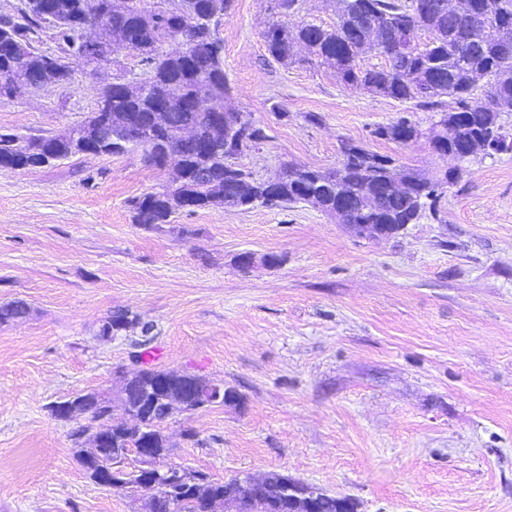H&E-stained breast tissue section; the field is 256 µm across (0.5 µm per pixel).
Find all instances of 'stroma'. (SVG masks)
<instances>
[{
    "label": "stroma",
    "mask_w": 512,
    "mask_h": 512,
    "mask_svg": "<svg viewBox=\"0 0 512 512\" xmlns=\"http://www.w3.org/2000/svg\"><path fill=\"white\" fill-rule=\"evenodd\" d=\"M269 5L235 0L220 27L227 104L267 135L241 165L330 170L351 140L430 174L460 167L458 181L437 214L368 240L303 203L135 223L132 200L172 180L138 149L0 168V304L29 309L0 324V512H150L149 493L92 481L49 412L77 392L112 396L141 340L100 337L123 311L154 327L144 363L240 395L164 423L169 462L218 479L276 472L358 512H512V151L458 164L423 138L373 137L440 115L269 60ZM121 71L141 77L121 52L0 98V134L67 132ZM244 251L260 258L248 270Z\"/></svg>",
    "instance_id": "1"
}]
</instances>
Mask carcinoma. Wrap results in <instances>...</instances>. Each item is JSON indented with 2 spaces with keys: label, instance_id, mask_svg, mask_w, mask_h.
Instances as JSON below:
<instances>
[{
  "label": "carcinoma",
  "instance_id": "obj_1",
  "mask_svg": "<svg viewBox=\"0 0 512 512\" xmlns=\"http://www.w3.org/2000/svg\"><path fill=\"white\" fill-rule=\"evenodd\" d=\"M20 19L0 25V82L12 85L9 97L23 93L31 81L63 84L70 80L73 66L90 64L80 60L84 41L99 44L100 52L115 55L139 49L145 56L140 66L145 78L133 86L110 84L104 87L96 111L111 117L112 133L119 147L109 155L125 153L123 139L136 129L154 132L153 152L143 161L160 166L159 158L167 150L180 153V171L173 184L161 192L146 193L133 201L134 220L138 224H167L183 211L194 212L218 206L288 207L305 202L335 216L338 222L354 219L352 205L364 197L367 188L379 186L389 176L394 157L373 153L361 144L342 142L340 168L322 171L298 168L283 171L271 182L257 179L245 167L225 165V156L241 157L265 139L264 130L247 122L219 139L214 136L216 115L226 112L224 97L229 84L224 72V40L219 28L231 14L234 0H183L186 11L178 16L160 14L153 0H97L100 15H112V24H102L94 35L84 31L87 24L84 0H23ZM299 0H271V10L282 20L270 24L263 33L268 56L284 65L303 63L298 48L336 70L338 80L350 87L411 103L415 107L441 113L440 119L426 130L408 117L379 125L372 136L406 145L428 139L434 151L452 159L467 153L479 137L493 134L495 151L512 150V141L502 127L491 126L500 112L512 111V0H455L458 13L448 15V0H336V22L330 26L310 22L288 23ZM55 18V38L64 45L65 56L44 59L34 47V38L45 23L46 15ZM396 30L413 37L428 35L422 48L402 51L398 42L388 38L374 45L376 31ZM171 40L181 50L165 53L162 46ZM375 47L385 58L381 67L361 63L363 46ZM485 80L486 90L477 97L476 76ZM426 87L421 94L418 88ZM177 92L176 103L166 107L169 91ZM454 100L456 130H448V114L441 111L443 98ZM194 130L195 142L182 143V133ZM90 123L83 122L64 137L50 139L54 155L70 157L82 152ZM40 139L23 141L0 135V168L25 169L29 156L39 148ZM408 188L401 196L379 192L373 197L374 224H415L426 206H434L444 189L455 181L445 170L429 177L402 165ZM27 307L21 301L0 305V324L25 317ZM133 324L125 313H115L104 322L101 333L111 336ZM169 372L143 368L139 375V405L134 424L116 436V443L98 459L81 461L89 477L109 469L118 476L113 484L129 494L148 490V482L127 466L128 456L136 452L138 436L145 429L157 430L165 422L158 413L163 405V380ZM113 399L94 397L91 414L70 432L71 440L95 428L112 430ZM272 483L257 502L243 505L244 512H266V503L283 499L279 475L270 474ZM192 479L199 488L180 483V512H214L217 504L234 503L241 498L240 485L234 479L217 480L200 472Z\"/></svg>",
  "mask_w": 512,
  "mask_h": 512
}]
</instances>
